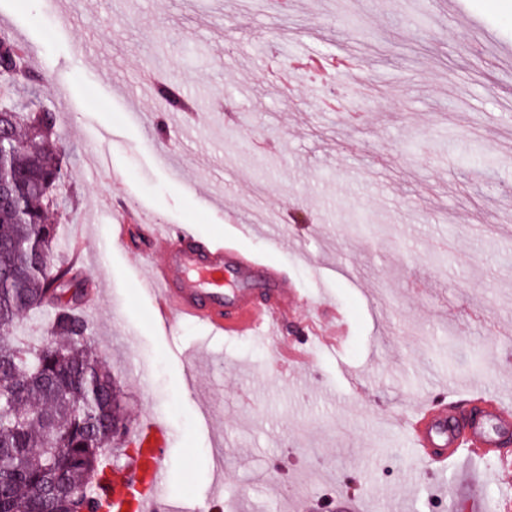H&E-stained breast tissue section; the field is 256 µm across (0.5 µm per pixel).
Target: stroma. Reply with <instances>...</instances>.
<instances>
[{
    "label": "stroma",
    "instance_id": "1",
    "mask_svg": "<svg viewBox=\"0 0 512 512\" xmlns=\"http://www.w3.org/2000/svg\"><path fill=\"white\" fill-rule=\"evenodd\" d=\"M0 32L70 147L51 259L99 291L83 316L130 437L171 428L172 496L457 512L477 486L482 512H512V446L434 473L399 426L443 393L512 402V60L485 46L512 47V0H0ZM299 50L359 66L297 74L287 97L270 64ZM161 77L192 137L158 97H126ZM134 207L283 270L299 296L283 335L310 362L156 323L142 285L160 247Z\"/></svg>",
    "mask_w": 512,
    "mask_h": 512
}]
</instances>
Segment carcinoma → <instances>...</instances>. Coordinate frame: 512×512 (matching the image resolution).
<instances>
[{
    "label": "carcinoma",
    "mask_w": 512,
    "mask_h": 512,
    "mask_svg": "<svg viewBox=\"0 0 512 512\" xmlns=\"http://www.w3.org/2000/svg\"><path fill=\"white\" fill-rule=\"evenodd\" d=\"M30 81L24 51L0 33V89L16 100L0 109L7 126L0 175L15 193L12 205L0 207V512H42L54 476L90 509L112 443L129 428L78 311L81 273L51 265L55 228L43 200L65 177V148L55 112L32 100ZM158 94L171 107L184 105L171 84ZM46 306L55 310L50 335L32 347L9 336L28 312Z\"/></svg>",
    "instance_id": "1"
}]
</instances>
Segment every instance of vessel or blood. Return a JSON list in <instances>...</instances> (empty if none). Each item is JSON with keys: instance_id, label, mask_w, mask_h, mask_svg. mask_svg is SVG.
Masks as SVG:
<instances>
[{"instance_id": "b4317fda", "label": "vessel or blood", "mask_w": 512, "mask_h": 512, "mask_svg": "<svg viewBox=\"0 0 512 512\" xmlns=\"http://www.w3.org/2000/svg\"><path fill=\"white\" fill-rule=\"evenodd\" d=\"M161 257L152 267L150 296L162 321L193 319L220 334L257 336L276 355H291L280 326L296 308V294L278 270L244 254L234 241L197 244L186 232H155ZM418 459L437 470L474 455L492 458L512 441V405L475 390L468 399L451 394L433 400L403 420ZM169 431L146 422L142 444L149 465L98 487L103 500L131 498V512H196L176 506L167 494Z\"/></svg>"}]
</instances>
